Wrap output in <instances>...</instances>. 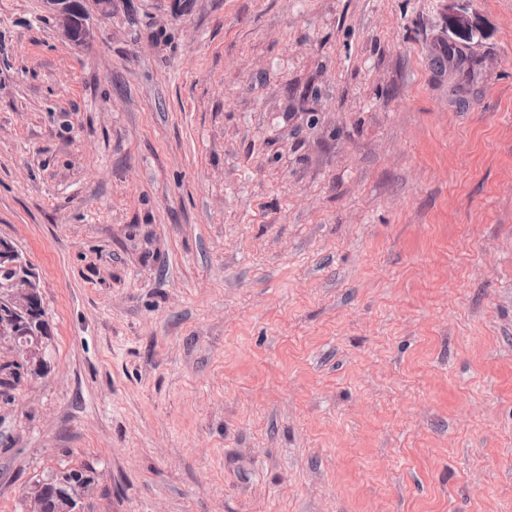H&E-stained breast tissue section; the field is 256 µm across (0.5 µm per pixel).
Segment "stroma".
<instances>
[{
    "instance_id": "stroma-1",
    "label": "stroma",
    "mask_w": 512,
    "mask_h": 512,
    "mask_svg": "<svg viewBox=\"0 0 512 512\" xmlns=\"http://www.w3.org/2000/svg\"><path fill=\"white\" fill-rule=\"evenodd\" d=\"M83 3L0 0V512H512V0ZM45 2L47 8L55 16L57 25L66 39L75 42L87 38L90 32L86 22L87 20L82 22L81 37L79 39L76 38L77 0H45ZM0 271L12 276L0 287L1 358L20 372L19 382L9 378L11 387L0 386L6 391L48 369L40 339L49 336L51 329L48 318L42 315L47 308L39 272L12 241L4 238H0ZM76 473L72 469H60L53 472L47 479L37 481L26 492V500L32 499L38 492H45L47 507L45 512H69L64 510L67 503L64 500L54 499V491L64 482L69 475ZM57 509V510H56Z\"/></svg>"
}]
</instances>
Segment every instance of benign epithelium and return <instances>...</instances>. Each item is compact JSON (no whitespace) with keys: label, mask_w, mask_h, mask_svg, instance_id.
Listing matches in <instances>:
<instances>
[{"label":"benign epithelium","mask_w":512,"mask_h":512,"mask_svg":"<svg viewBox=\"0 0 512 512\" xmlns=\"http://www.w3.org/2000/svg\"><path fill=\"white\" fill-rule=\"evenodd\" d=\"M63 36L77 41V0H45ZM0 272L11 280L0 286V359L13 363L25 383L48 369L40 339L50 335L41 278L30 260L10 240L0 238Z\"/></svg>","instance_id":"obj_1"}]
</instances>
